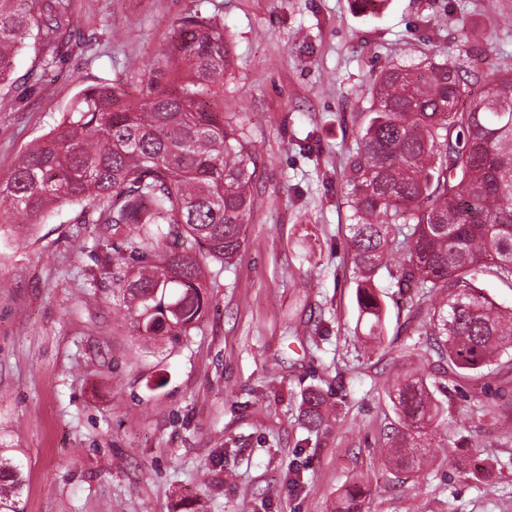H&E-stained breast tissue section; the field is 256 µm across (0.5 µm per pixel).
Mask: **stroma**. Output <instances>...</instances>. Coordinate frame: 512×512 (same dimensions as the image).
<instances>
[{
    "label": "stroma",
    "mask_w": 512,
    "mask_h": 512,
    "mask_svg": "<svg viewBox=\"0 0 512 512\" xmlns=\"http://www.w3.org/2000/svg\"><path fill=\"white\" fill-rule=\"evenodd\" d=\"M224 23V116L258 160V206L229 264L204 265L207 307L178 344L147 341L112 296L77 224L0 223V439L20 464L24 512H512V358L482 376L443 370L433 299L381 273L385 329L364 337L346 174L366 91L427 58L512 75V0H73L68 57L32 80L17 59L0 112V177L85 88L137 98V66L163 61L193 12ZM440 400L419 468L389 462L405 428L397 377ZM330 413L303 424L302 396ZM327 398L318 389H309L304 396V419L307 427L320 426L325 418Z\"/></svg>",
    "instance_id": "1"
}]
</instances>
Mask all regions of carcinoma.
Returning a JSON list of instances; mask_svg holds the SVG:
<instances>
[{
    "instance_id": "obj_1",
    "label": "carcinoma",
    "mask_w": 512,
    "mask_h": 512,
    "mask_svg": "<svg viewBox=\"0 0 512 512\" xmlns=\"http://www.w3.org/2000/svg\"><path fill=\"white\" fill-rule=\"evenodd\" d=\"M70 23L71 0H0V87L11 85L28 46L45 68L68 55ZM229 55L223 23L185 16L167 58L179 89L161 90L152 65L141 68L134 101L110 86L86 88L0 178V213L30 225L82 205L75 223L101 227L94 248L112 260V290L144 338L190 334L206 306L201 261L226 263L237 253L256 204L257 161L215 110ZM477 82L486 90L460 108ZM508 92L512 75H466L433 58L422 73L382 71L367 89L371 105L346 179L366 338L382 333L376 278L393 266L399 288L441 299L432 314L438 350L463 376L512 349V309L493 306L479 286L485 273L512 281V101L495 102ZM180 241L189 247L162 250ZM392 392L410 433L389 459L412 469L420 463L415 436L437 420L438 400L421 378H399ZM326 404L308 390L307 427L323 423ZM23 486L0 445V512H24ZM359 499L345 490L338 512H358Z\"/></svg>"
}]
</instances>
